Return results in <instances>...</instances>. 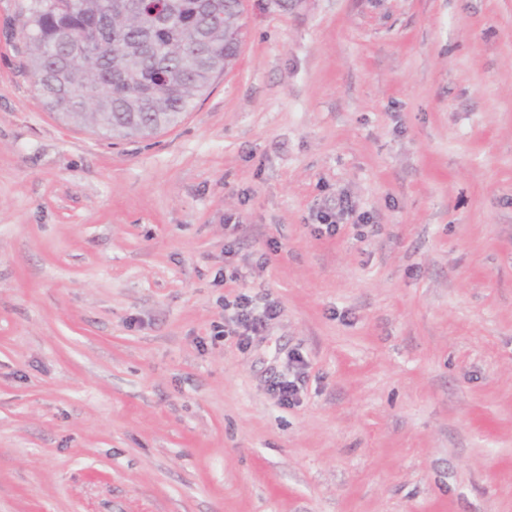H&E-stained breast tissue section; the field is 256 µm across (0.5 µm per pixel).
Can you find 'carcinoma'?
Here are the masks:
<instances>
[{
  "instance_id": "cac0c4a2",
  "label": "carcinoma",
  "mask_w": 512,
  "mask_h": 512,
  "mask_svg": "<svg viewBox=\"0 0 512 512\" xmlns=\"http://www.w3.org/2000/svg\"><path fill=\"white\" fill-rule=\"evenodd\" d=\"M28 0L21 33L36 90L47 108L64 119L112 138L148 136L178 125L194 101L236 58L244 32L239 0H211L224 14L209 34L196 68L185 59L193 33L173 26L155 30L158 7L182 15L195 0H164L128 15L133 0ZM68 31L82 42H108L95 58L65 51L58 59L47 50Z\"/></svg>"
}]
</instances>
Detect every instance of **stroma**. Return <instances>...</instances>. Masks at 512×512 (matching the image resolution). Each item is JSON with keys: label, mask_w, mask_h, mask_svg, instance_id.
<instances>
[{"label": "stroma", "mask_w": 512, "mask_h": 512, "mask_svg": "<svg viewBox=\"0 0 512 512\" xmlns=\"http://www.w3.org/2000/svg\"><path fill=\"white\" fill-rule=\"evenodd\" d=\"M24 3L0 512H512V0H243L234 65L126 139L44 106ZM241 293L281 309L246 348ZM288 361L292 364V374L282 377L269 387L270 394L284 406L295 405L299 401L303 381L301 370L305 366L298 352L289 353Z\"/></svg>", "instance_id": "1"}]
</instances>
